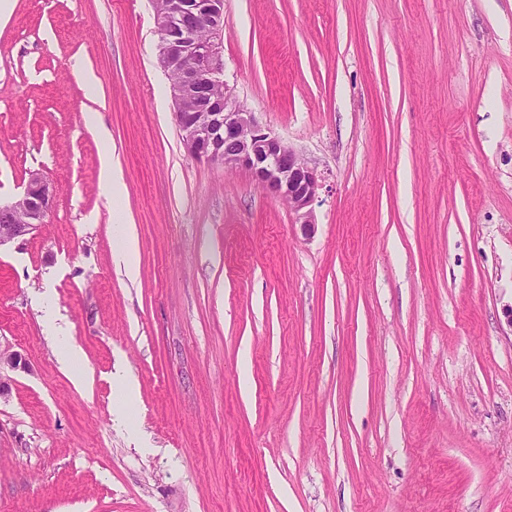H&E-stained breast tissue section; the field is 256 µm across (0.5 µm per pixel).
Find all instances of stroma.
Wrapping results in <instances>:
<instances>
[{
	"mask_svg": "<svg viewBox=\"0 0 512 512\" xmlns=\"http://www.w3.org/2000/svg\"><path fill=\"white\" fill-rule=\"evenodd\" d=\"M224 79L320 177L311 235L188 155L151 0L0 23V202L55 189L0 248V512H512V0H224ZM100 186L103 195L110 201L120 198L124 192V185L117 165L110 155L101 157ZM53 193L43 174L31 172L23 193L11 203H0V248L46 224ZM137 255L138 245L133 232L123 229L120 247L114 252V261L130 280H135L139 275ZM26 361L22 354L13 350L12 346H2L0 342V398L8 394L9 383L7 378H3L2 370L9 369L11 371L25 369Z\"/></svg>",
	"mask_w": 512,
	"mask_h": 512,
	"instance_id": "35a3bbf8",
	"label": "stroma"
}]
</instances>
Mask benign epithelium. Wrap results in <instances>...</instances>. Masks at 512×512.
Masks as SVG:
<instances>
[{"label":"benign epithelium","mask_w":512,"mask_h":512,"mask_svg":"<svg viewBox=\"0 0 512 512\" xmlns=\"http://www.w3.org/2000/svg\"><path fill=\"white\" fill-rule=\"evenodd\" d=\"M159 63L171 80L174 116L187 152L226 169H245L285 201L304 233L315 227L321 179L279 137L259 125L224 81V0H152ZM204 24L208 37L194 31ZM54 188L33 172L23 193L0 204V247L47 222ZM26 368L22 354L0 345V371Z\"/></svg>","instance_id":"benign-epithelium-1"}]
</instances>
